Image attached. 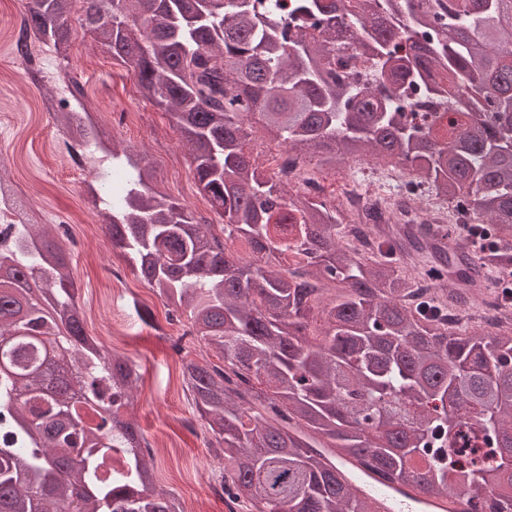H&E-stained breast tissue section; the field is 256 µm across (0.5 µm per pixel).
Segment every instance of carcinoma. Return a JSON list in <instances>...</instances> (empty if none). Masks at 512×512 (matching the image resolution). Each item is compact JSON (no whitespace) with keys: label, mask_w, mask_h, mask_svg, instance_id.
Masks as SVG:
<instances>
[{"label":"carcinoma","mask_w":512,"mask_h":512,"mask_svg":"<svg viewBox=\"0 0 512 512\" xmlns=\"http://www.w3.org/2000/svg\"><path fill=\"white\" fill-rule=\"evenodd\" d=\"M77 3L100 52L172 116L224 220L169 201L127 151L124 182L102 167L89 185L166 320L219 357H184L182 374L224 495L241 512H379L348 478L358 465L512 512V316L468 317L474 291L512 277V0H371L357 18L353 0H26L24 47L67 57ZM338 38L369 69L336 71ZM255 118L322 172L394 162L407 195L431 192L489 239L449 224L457 255L425 224L403 243L366 224L378 243L359 248L340 202L251 159ZM62 121L85 154L108 152L88 115ZM67 241L21 211L0 250V512H184L128 415L134 365L86 333Z\"/></svg>","instance_id":"cac0c4a2"}]
</instances>
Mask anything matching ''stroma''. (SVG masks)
I'll return each instance as SVG.
<instances>
[{"mask_svg": "<svg viewBox=\"0 0 512 512\" xmlns=\"http://www.w3.org/2000/svg\"><path fill=\"white\" fill-rule=\"evenodd\" d=\"M48 70L80 75L82 103L92 119L115 141L146 154L170 201L196 213L205 211L207 203L193 179L191 156L179 131L164 109L141 98L130 68L100 54L78 29L68 59L50 57ZM50 94L59 97L63 91L52 83L38 88L20 64L0 60V162L5 177L43 223L66 220L79 243L72 251V274L86 330L135 362L142 381L132 417L151 442L168 443L155 459L158 485L181 500L195 499L202 512H225L223 499L207 493L222 466L206 446L204 425L196 423L191 431L183 426L194 415L173 350L183 327L167 323L165 307L135 272H128L121 296H114L107 268L121 256L113 252L90 201L91 169L70 170L53 149L62 129L45 105ZM135 300L153 311L157 328L137 320L130 309Z\"/></svg>", "mask_w": 512, "mask_h": 512, "instance_id": "35a3bbf8", "label": "stroma"}]
</instances>
